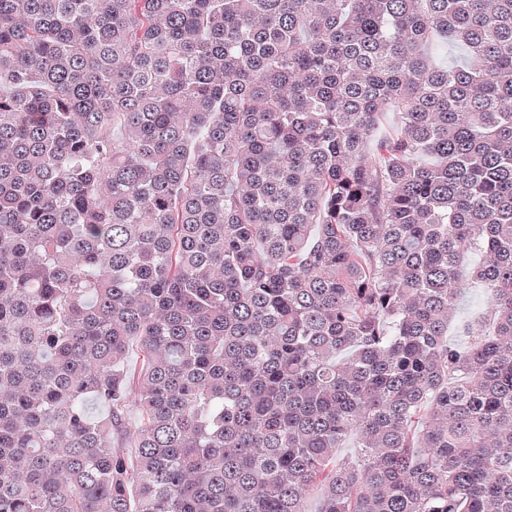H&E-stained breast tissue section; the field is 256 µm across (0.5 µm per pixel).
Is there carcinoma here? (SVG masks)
<instances>
[{
	"mask_svg": "<svg viewBox=\"0 0 512 512\" xmlns=\"http://www.w3.org/2000/svg\"><path fill=\"white\" fill-rule=\"evenodd\" d=\"M318 486L512 512V0H0V512ZM459 317L452 322L448 328V336L455 338L459 335V326L467 319H474L477 311V298L469 292L467 288L463 289L458 298Z\"/></svg>",
	"mask_w": 512,
	"mask_h": 512,
	"instance_id": "1",
	"label": "carcinoma"
}]
</instances>
